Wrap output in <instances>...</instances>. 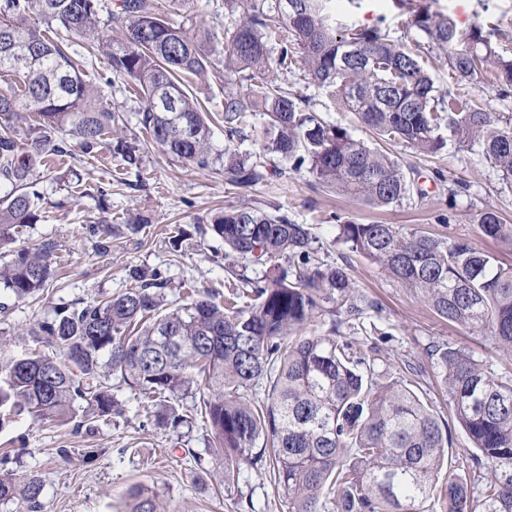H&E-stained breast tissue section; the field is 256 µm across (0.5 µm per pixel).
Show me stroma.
<instances>
[{
    "label": "stroma",
    "mask_w": 512,
    "mask_h": 512,
    "mask_svg": "<svg viewBox=\"0 0 512 512\" xmlns=\"http://www.w3.org/2000/svg\"><path fill=\"white\" fill-rule=\"evenodd\" d=\"M156 12L177 23L223 29L224 0H193L191 11L173 13L171 0H150ZM431 10L448 14L460 30L480 25L493 30V39L504 57H512V0H418ZM336 17L342 23L370 26L386 18L391 35L399 41L418 40L407 23L408 13L399 0H361L357 9L340 0ZM493 64H485L469 85V96L487 111L512 118V96L503 97L493 77ZM289 85L310 98L318 115L342 126L357 139L372 142L373 134L342 111L326 89L289 78ZM406 168L418 173L416 190L401 205L373 209L360 201L322 191L308 173L271 177L269 184L236 189L223 173L202 170L143 145V170L116 180L117 161L108 152L92 157L75 151L52 161L39 190L41 215L17 239V247L48 244L53 248L55 276L43 297L18 300L0 289V341L9 350L27 349L31 326L49 320L55 308L101 299L129 288L126 268L137 265L160 269L168 281V305L182 304L197 292L223 301L226 281L224 245L219 239L195 233L211 213L228 206L279 204L298 223L309 225L331 263H349L357 289L374 300L361 329L342 324L348 338L381 339L374 368L388 378L400 377L412 384L434 411L449 418L453 461L468 462L470 445L464 428L450 418L448 389L426 351L431 345H447L470 353L493 377L512 378V360L497 351L482 335L448 324L424 306L416 294L390 278L378 265L347 246L337 243L338 221L406 225L446 238H466L512 265V244L486 239L479 215L494 210L512 224V184L486 160L479 145L448 137L439 153L424 155L401 143L387 144ZM467 182V191L449 197L451 181ZM108 199H101V189ZM146 217L136 233L124 227L127 216ZM114 225L108 254H98L97 239L89 228ZM187 235L180 247L172 238L179 230ZM121 416L101 420L94 432L73 426L43 424L24 418L0 429V453L17 449L21 456L12 470L16 478L38 475L43 482L41 512H125L131 490L158 494L168 512H240L239 499L252 498L256 512H288L281 494L261 483L255 473L243 470L238 492L224 491V455L210 448L199 396L190 393L178 403L193 417L191 427L175 435L155 428L149 406L138 402L129 389L118 391ZM68 449L60 457L59 449ZM97 456L84 461L86 449ZM202 454L195 464L193 453Z\"/></svg>",
    "instance_id": "35a3bbf8"
}]
</instances>
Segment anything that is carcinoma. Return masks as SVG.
Instances as JSON below:
<instances>
[{
    "label": "carcinoma",
    "mask_w": 512,
    "mask_h": 512,
    "mask_svg": "<svg viewBox=\"0 0 512 512\" xmlns=\"http://www.w3.org/2000/svg\"><path fill=\"white\" fill-rule=\"evenodd\" d=\"M224 0L223 35L193 32L152 11L149 0H119L98 24L100 0H0V249L39 220V183L47 160L76 146L83 154L112 153L125 174L140 175L141 145L127 135L123 109L104 101L84 78L54 26L90 45V56L112 79L134 81L137 122L164 155L202 170H224L232 186L305 171L318 186L373 207L398 206L411 188L396 157L354 138L291 93L282 76L300 75L326 88L342 109L381 141L433 154L446 129L482 148L512 178V122L457 92L435 86L426 49L448 58L456 86L465 88L489 60L497 83L512 89V59L500 56L481 26L460 31L445 13L409 7L411 26L425 42L401 43L384 26L336 22L332 0ZM36 20H31V17ZM119 36L112 37V32ZM224 67V152L211 145L210 117L191 78ZM28 113L26 127L15 124ZM262 118L255 126L250 118ZM261 142L243 153L236 142ZM287 166L270 169L268 155ZM482 234L512 242V225L486 210ZM337 240L412 289L440 318L484 332L512 354V266L465 238L417 228L346 221ZM203 233L224 241V268L233 297H200L164 311L167 280L158 270H128L135 285L105 299L55 310L29 336L36 347L0 351V428L22 417L90 432L122 414L112 390L128 388L155 408L153 424L177 433L193 423L174 400L197 385L206 432L224 453V491L240 465L265 476L288 512H475L468 479L449 460L448 421L399 379L374 370L377 342L350 341L345 322H362L376 308L354 285L349 268L325 261L310 227L281 208L227 207ZM280 262L273 263V260ZM53 275L52 249L21 248L0 265V288L17 299L44 291ZM339 314L327 331L305 335L318 314ZM60 346L58 360L38 344ZM448 387L453 415L466 430L482 484L480 512H512V380L489 376L468 352L435 346L428 353ZM43 483L0 473V502L20 499L39 512ZM128 512H164L154 493H130Z\"/></svg>",
    "instance_id": "carcinoma-1"
}]
</instances>
